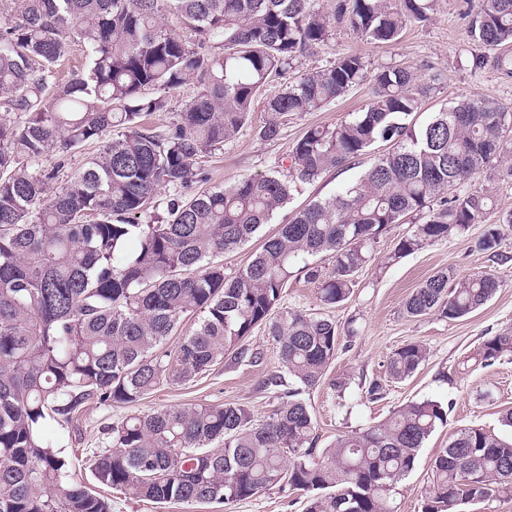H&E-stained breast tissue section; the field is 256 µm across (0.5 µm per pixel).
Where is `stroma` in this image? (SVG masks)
Segmentation results:
<instances>
[{"label": "stroma", "instance_id": "35a3bbf8", "mask_svg": "<svg viewBox=\"0 0 512 512\" xmlns=\"http://www.w3.org/2000/svg\"><path fill=\"white\" fill-rule=\"evenodd\" d=\"M467 8L468 0H440L432 21L408 24L399 43L392 46L369 44L348 28H337L332 48L340 55L364 57L367 78L323 111L289 117L281 138L275 142L261 140L254 132L265 117L263 103H256L250 125L225 142L222 155L205 159L211 185L221 186L246 174L272 170L306 127H332L348 113L360 111L371 96L373 74L387 65L400 64L418 71L431 61L444 71L443 84L433 98L426 100L415 117L417 123L427 121L441 106L463 100H492L512 112V75L499 68L498 50L468 37L463 17ZM356 175L353 169L333 171L318 183L301 188L277 213L273 224L267 225V232H274L296 210L333 194ZM479 187L486 188L494 197L493 213L482 216L465 234L428 243L394 261L389 255L409 227L391 225L381 236L371 263L359 271L353 295L342 305L324 308L316 283L301 274L289 281L281 299L284 308L328 316L342 333L336 356L321 384L301 394L316 421L320 446L385 420L409 401L431 399L447 406L446 425L438 427L428 438L415 469L395 486L397 512H421L433 461L447 447L455 430L476 426L501 435L512 434V428L501 422L504 411L512 410V355H504L489 367L476 360L486 339L512 332V225L502 226L503 239L497 254L482 251L478 246L487 225L512 212V177L488 171L456 185L454 191L462 195ZM440 270H451L460 276L493 273L502 283L493 298L468 317L449 320L436 314L408 316L407 297ZM410 341L426 346L425 362L412 378L401 383L388 381L386 364L390 354ZM244 345L260 352L259 362L228 358L193 382L158 387L137 404L90 405L73 426L52 427L48 434L59 447L81 456L86 449L106 447L104 425L159 407L234 402L247 406L254 423H262L278 400L275 394L262 390L261 381L281 371L282 365L276 345L264 327H256ZM374 381L382 385L375 399L367 393ZM98 492L110 500L112 512H303L305 508L302 492L283 487L226 505L157 504L105 486L99 487Z\"/></svg>", "mask_w": 512, "mask_h": 512}]
</instances>
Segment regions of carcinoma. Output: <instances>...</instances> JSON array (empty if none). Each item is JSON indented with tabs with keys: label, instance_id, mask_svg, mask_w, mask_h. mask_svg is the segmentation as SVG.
Instances as JSON below:
<instances>
[{
	"label": "carcinoma",
	"instance_id": "1",
	"mask_svg": "<svg viewBox=\"0 0 512 512\" xmlns=\"http://www.w3.org/2000/svg\"><path fill=\"white\" fill-rule=\"evenodd\" d=\"M439 0H0V512H112L111 502L72 478L73 462L48 438L88 403L135 404L163 384H182L224 361L262 326L286 373L262 388L281 403L260 424L237 403L166 407L107 427L111 446L85 458L94 480L167 503L228 504L280 487L306 496L305 512H395L391 492L447 420L442 404L410 401L383 422L317 447L316 423L293 382L317 385L336 356V322L280 308L300 271L319 284L326 308L347 301L382 233L409 220L393 251L466 233L493 202L479 188H451L492 167L512 122L488 101L446 105L421 125L423 103L442 71L424 64L374 75L363 109L333 127L309 126L275 170L222 187L201 159L224 149L248 123L270 85L264 141L280 139L290 115L319 112L365 78L358 54L317 70L294 65L329 46L346 26L374 44L396 43L424 23ZM472 40L512 45V0H478L465 13ZM86 70L66 82L57 67L74 44ZM193 80L196 92L164 130L145 115L169 111V93ZM380 142L354 183L298 210L264 239L246 265L227 273L218 257L249 241L291 200L334 169L348 168ZM99 144L64 183V155ZM500 229L482 250L497 253ZM321 256L323 274L310 258ZM501 280L492 273L441 271L406 301L412 317L463 318L486 304ZM196 318L176 364L162 346L182 318ZM512 353V332L487 339L479 363ZM426 347L396 348L386 372H417ZM224 442V448L211 444ZM57 489L62 495H51ZM512 496V438L457 430L432 466L424 512H457Z\"/></svg>",
	"mask_w": 512,
	"mask_h": 512
}]
</instances>
